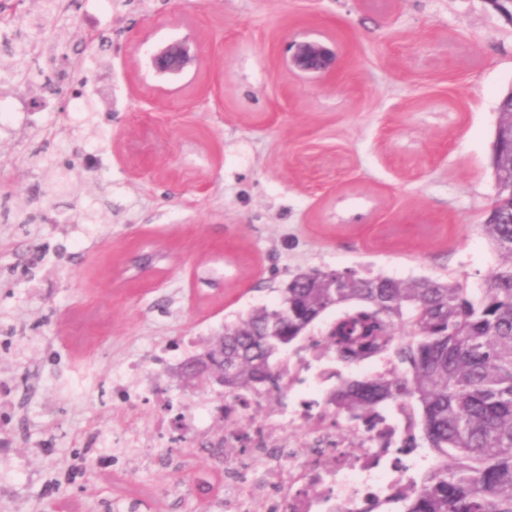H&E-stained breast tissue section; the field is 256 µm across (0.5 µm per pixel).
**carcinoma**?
I'll use <instances>...</instances> for the list:
<instances>
[{"instance_id": "1", "label": "carcinoma", "mask_w": 512, "mask_h": 512, "mask_svg": "<svg viewBox=\"0 0 512 512\" xmlns=\"http://www.w3.org/2000/svg\"><path fill=\"white\" fill-rule=\"evenodd\" d=\"M491 163L495 193L484 235L500 262L478 294L451 276L397 281L311 269L260 307L224 325L204 353L224 373V393L276 384L281 355L327 310L326 335L347 363L386 351L393 369L345 379L338 410L364 419L392 402L417 412L420 447L436 464L400 496L403 512H512V95L500 102ZM288 312L278 335L272 319Z\"/></svg>"}]
</instances>
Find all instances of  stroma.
I'll return each instance as SVG.
<instances>
[{
	"mask_svg": "<svg viewBox=\"0 0 512 512\" xmlns=\"http://www.w3.org/2000/svg\"><path fill=\"white\" fill-rule=\"evenodd\" d=\"M95 34L75 67V34L44 0L0 12L41 18L56 51L0 46V92L21 87L30 122L69 118L82 85L96 88L94 123L73 137L0 136V317L25 330L0 350V377L39 369L25 395L24 439L54 457L31 461L36 483L112 503L111 473L71 483L64 471L90 433L111 437L114 369L153 346L210 337L313 268L407 281L453 276L481 287L499 256L480 226L494 194L492 142L512 92V24L485 0H70ZM304 36L335 45L332 78L289 67ZM189 39L197 60L160 75L150 56ZM105 143L112 175L80 150ZM45 158L33 174L20 151ZM93 237L72 243L50 224L24 225L30 205ZM157 496L137 512H217L196 478L211 462L187 448H117Z\"/></svg>",
	"mask_w": 512,
	"mask_h": 512,
	"instance_id": "35a3bbf8",
	"label": "stroma"
}]
</instances>
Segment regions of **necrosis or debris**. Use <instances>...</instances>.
<instances>
[{"mask_svg":"<svg viewBox=\"0 0 512 512\" xmlns=\"http://www.w3.org/2000/svg\"><path fill=\"white\" fill-rule=\"evenodd\" d=\"M175 360L171 350L154 347L114 370L119 411L161 401L153 378ZM276 375V385L255 393L191 399L175 418L155 417L141 434L175 431L189 448L215 461L224 449H243L224 471V512H396L401 491L434 463L425 449L411 445L412 408L397 402L372 420L344 419L332 400L344 366L322 336L289 351ZM16 386L0 379V467L9 470L0 476V504L20 503L32 479L30 458L54 452L52 444L39 443L29 457L18 454Z\"/></svg>","mask_w":512,"mask_h":512,"instance_id":"4bbe7bcc","label":"necrosis or debris"}]
</instances>
